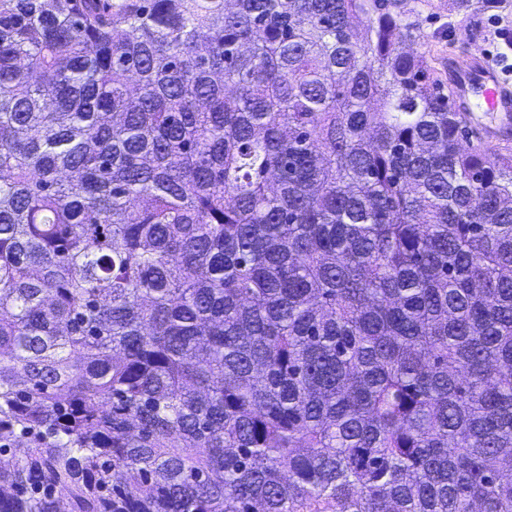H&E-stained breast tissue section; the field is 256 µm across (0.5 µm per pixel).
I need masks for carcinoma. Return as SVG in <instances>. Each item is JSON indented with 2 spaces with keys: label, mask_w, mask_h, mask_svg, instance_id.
<instances>
[{
  "label": "carcinoma",
  "mask_w": 512,
  "mask_h": 512,
  "mask_svg": "<svg viewBox=\"0 0 512 512\" xmlns=\"http://www.w3.org/2000/svg\"><path fill=\"white\" fill-rule=\"evenodd\" d=\"M425 37L0 0V512H512V151Z\"/></svg>",
  "instance_id": "cac0c4a2"
}]
</instances>
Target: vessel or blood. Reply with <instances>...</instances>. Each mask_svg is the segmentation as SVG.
Segmentation results:
<instances>
[{"instance_id":"vessel-or-blood-1","label":"vessel or blood","mask_w":512,"mask_h":512,"mask_svg":"<svg viewBox=\"0 0 512 512\" xmlns=\"http://www.w3.org/2000/svg\"><path fill=\"white\" fill-rule=\"evenodd\" d=\"M474 97L478 98L482 111L504 117L512 115V89L483 55L457 66L456 106L468 108Z\"/></svg>"}]
</instances>
